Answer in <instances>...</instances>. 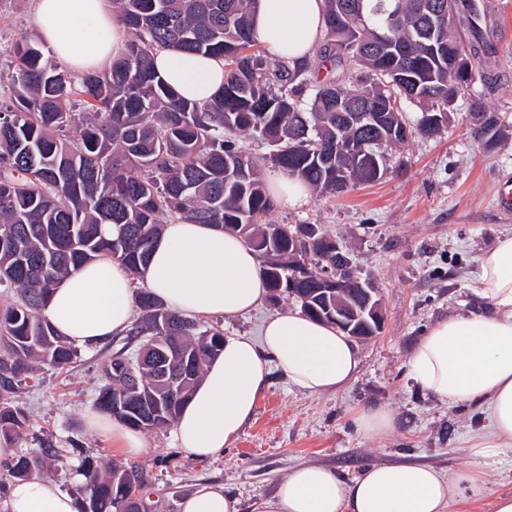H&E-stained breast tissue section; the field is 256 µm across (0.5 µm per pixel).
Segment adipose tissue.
I'll return each instance as SVG.
<instances>
[{
    "label": "adipose tissue",
    "mask_w": 512,
    "mask_h": 512,
    "mask_svg": "<svg viewBox=\"0 0 512 512\" xmlns=\"http://www.w3.org/2000/svg\"><path fill=\"white\" fill-rule=\"evenodd\" d=\"M323 11L324 0H254L253 32L268 52L300 65L322 38ZM34 29L77 72L101 68L125 50V28L108 0H36ZM155 67L176 95L200 104L224 84L218 57L160 49ZM140 286L200 321L246 314L268 294L256 253L236 233L169 223L140 274L108 258L88 263L54 285L42 314L73 344L100 345L130 329ZM476 293L479 305L436 322L421 336L410 365L421 388L448 406L485 414L471 451L490 458L512 452V236L482 254ZM274 367L295 387L322 393L347 384L358 357L347 336L297 310L270 316L259 340L225 337L223 352L207 365L173 426L176 447L203 460L233 444L266 393ZM87 423L123 455L145 450L142 434L120 420L92 411ZM488 491V480L469 469L445 474L426 464L373 465L347 482L332 468L303 463L277 484L263 512H448L456 496L477 501ZM0 512H78V502L55 480L34 475L11 482ZM182 512L238 508L223 485L204 483L183 500Z\"/></svg>",
    "instance_id": "1"
}]
</instances>
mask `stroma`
<instances>
[{
    "label": "stroma",
    "instance_id": "obj_1",
    "mask_svg": "<svg viewBox=\"0 0 512 512\" xmlns=\"http://www.w3.org/2000/svg\"><path fill=\"white\" fill-rule=\"evenodd\" d=\"M489 2L495 54L477 66L475 80L455 100L442 136L415 137L389 151L388 171L375 184L336 197L315 193L304 207L276 206L267 216L274 224L328 229L348 248L359 276L380 292L383 328L355 341L359 366L348 385L311 394L275 369L252 420L223 453L192 459L163 428L145 432V452L126 457L87 426L112 351L85 347L74 367L43 369L40 385L16 394L29 428L14 452H34L37 437L52 440L64 454L48 476L72 492L82 482L76 473L82 457L101 468L113 462L141 467L148 479L145 499L155 512H181L184 496L204 482L223 484L240 512H262L277 483L301 463L333 468L348 481L380 464L423 463L443 472L472 467L492 475L491 496L452 503L449 512H493L495 495L512 494V454L472 456L468 440L484 423L480 411L442 403L421 389L410 368L412 351L430 326L476 303L478 257L512 235V215L501 214L496 203L499 185L512 182V0ZM33 13L34 0H0V76L9 72L11 46L33 35ZM489 72L497 74L495 84L483 81ZM476 97L499 118V131L488 141L472 134L469 105ZM298 306L281 293L247 315L210 323L224 334L255 339L268 316ZM362 407L388 409L395 431L383 437L359 431L354 415ZM72 439L81 454L67 452Z\"/></svg>",
    "mask_w": 512,
    "mask_h": 512
}]
</instances>
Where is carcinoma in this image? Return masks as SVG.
I'll list each match as a JSON object with an SVG mask.
<instances>
[{
  "label": "carcinoma",
  "mask_w": 512,
  "mask_h": 512,
  "mask_svg": "<svg viewBox=\"0 0 512 512\" xmlns=\"http://www.w3.org/2000/svg\"><path fill=\"white\" fill-rule=\"evenodd\" d=\"M439 0H325L324 41L317 60L273 64L251 27V0H112L132 37L103 70L73 80L22 36L12 50L10 87L0 94V288L15 300L0 306V468L24 479L58 456L50 440L35 455L12 451L26 435L27 415L11 395L34 379V363L62 369L79 350L41 314L61 278L101 257L139 274L171 222L215 224L244 239L262 260L271 293L287 292L309 317L333 324L336 298L362 302L357 277L329 254L318 224H265L273 207L263 166L296 176L322 196H338L378 180L355 166L336 184V145L355 141L382 157L414 135L428 117L448 112L474 79L448 71L462 56L472 66L490 58L493 22L482 0H455L450 27L427 35L421 8ZM347 5L340 12V4ZM160 48L224 59V88L204 106L175 95L154 66ZM326 70L320 78L318 72ZM420 107L410 122L402 101ZM388 115L381 128L367 115ZM474 134L492 137L498 118L481 99ZM264 140L258 160L244 145ZM309 232L302 253L293 235ZM311 269L289 280L295 264ZM330 274L343 294L323 291ZM137 318L105 368L96 408L135 429L174 424L209 361L223 350L224 332L185 318L146 288L135 298ZM169 351L175 388L157 380L147 347ZM81 512H142L143 471L113 464L105 473L82 463Z\"/></svg>",
  "instance_id": "cac0c4a2"
}]
</instances>
